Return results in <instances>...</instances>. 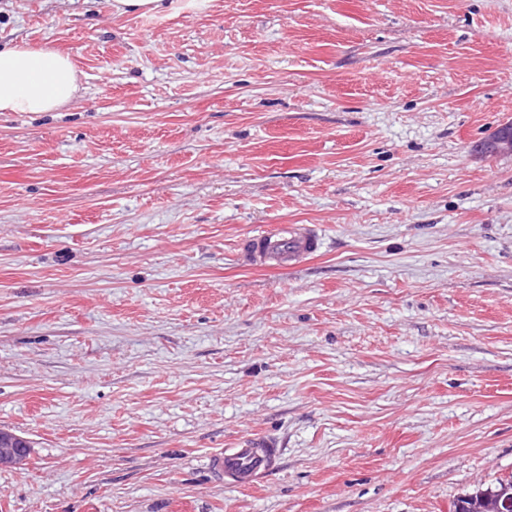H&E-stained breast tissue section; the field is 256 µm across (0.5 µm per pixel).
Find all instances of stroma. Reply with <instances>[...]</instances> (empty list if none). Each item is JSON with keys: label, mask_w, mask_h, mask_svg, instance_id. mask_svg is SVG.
<instances>
[{"label": "stroma", "mask_w": 512, "mask_h": 512, "mask_svg": "<svg viewBox=\"0 0 512 512\" xmlns=\"http://www.w3.org/2000/svg\"><path fill=\"white\" fill-rule=\"evenodd\" d=\"M0 512H451L512 472V0H0ZM321 225L291 270L258 226ZM278 438L251 488L210 453ZM65 53L26 45L0 47V112H55L79 92ZM476 149L488 156L512 155V123L498 127L482 140ZM323 247L320 225L280 224L271 229L260 227L245 237L239 256L252 267L282 270L310 259ZM18 440L20 438L10 434L0 436V468H12L24 460L25 448L17 444Z\"/></svg>", "instance_id": "stroma-1"}]
</instances>
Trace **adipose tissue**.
Wrapping results in <instances>:
<instances>
[{
  "label": "adipose tissue",
  "mask_w": 512,
  "mask_h": 512,
  "mask_svg": "<svg viewBox=\"0 0 512 512\" xmlns=\"http://www.w3.org/2000/svg\"><path fill=\"white\" fill-rule=\"evenodd\" d=\"M65 53L26 45L0 47V112H54L79 92Z\"/></svg>",
  "instance_id": "adipose-tissue-1"
}]
</instances>
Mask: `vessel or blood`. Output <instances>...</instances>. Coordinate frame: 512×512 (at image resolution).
<instances>
[{
	"mask_svg": "<svg viewBox=\"0 0 512 512\" xmlns=\"http://www.w3.org/2000/svg\"><path fill=\"white\" fill-rule=\"evenodd\" d=\"M324 246L322 228L317 224H280L258 228L239 245V256L249 266L287 269L317 254ZM282 448L271 436L253 434L239 447L227 448L210 459L213 474L226 485L250 487L280 465Z\"/></svg>",
	"mask_w": 512,
	"mask_h": 512,
	"instance_id": "1",
	"label": "vessel or blood"
}]
</instances>
